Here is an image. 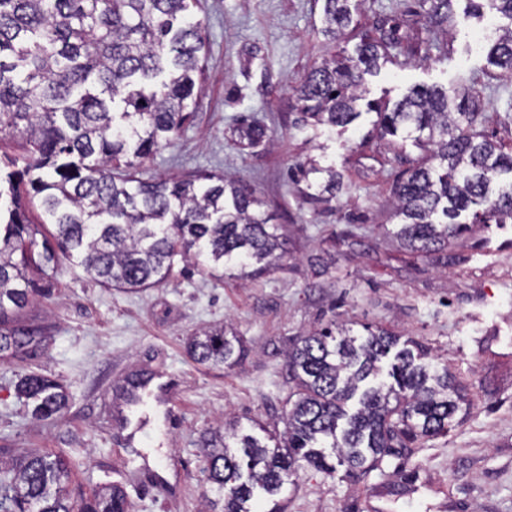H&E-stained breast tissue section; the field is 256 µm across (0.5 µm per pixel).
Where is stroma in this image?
Wrapping results in <instances>:
<instances>
[{"instance_id":"35a3bbf8","label":"stroma","mask_w":512,"mask_h":512,"mask_svg":"<svg viewBox=\"0 0 512 512\" xmlns=\"http://www.w3.org/2000/svg\"><path fill=\"white\" fill-rule=\"evenodd\" d=\"M427 0H361L357 28L322 32V0H195L208 53L195 116L180 137L143 165L147 175L190 178L228 172L249 182L287 240L279 268L238 280L176 262L170 277L138 293L89 279L77 258L45 280L50 294L23 314L48 340L0 363V457L31 450L72 463V492L121 485L132 512H221L203 473L202 436L234 416L242 426H278L287 410L286 352L314 327L336 321L385 327L447 358L470 402L448 434L421 439L355 480L313 469L280 494L286 512H512V223L475 224L443 265L411 254L386 234L401 158L420 154L412 137L377 136L375 113L347 128L295 125V83L313 62L354 55L378 18L408 24L428 51L401 53L366 76L365 96L395 102L412 87L478 97L482 129L512 146V79L494 76L485 26L457 20L429 27ZM267 126L270 143L238 144L241 118ZM319 173L305 175L309 162ZM335 168V199L307 200L309 183ZM326 261L312 270L309 256ZM230 324L248 357L233 370L197 364L186 351L196 330ZM64 383L67 409L34 420L15 392L19 375ZM143 379L155 393L127 403L123 387Z\"/></svg>"}]
</instances>
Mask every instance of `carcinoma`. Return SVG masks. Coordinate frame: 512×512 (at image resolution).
<instances>
[{"label": "carcinoma", "mask_w": 512, "mask_h": 512, "mask_svg": "<svg viewBox=\"0 0 512 512\" xmlns=\"http://www.w3.org/2000/svg\"><path fill=\"white\" fill-rule=\"evenodd\" d=\"M193 0H0V142L20 139L19 152L0 155V361L10 363L46 341L19 323L42 294L32 267L57 269L60 257L79 258L90 279L134 292L168 278L174 258L204 257L209 274L228 264L249 275L276 269L285 255L278 227L260 211L254 189L236 178L204 173L193 179H143L139 168L169 146L194 112L207 36L190 14ZM430 24L452 22L459 0H430ZM356 0H323V32L349 28ZM508 20L489 44L488 62L512 77V0H464L462 13ZM377 36L357 46V65L332 55L315 62L292 90L305 125L345 128L359 116L364 75L392 61L389 50H420L423 39L383 20ZM380 135H414L423 155L399 176L392 236L411 252L446 262L463 213L474 224L512 221V151L476 129L480 105L444 88H412L395 105L374 106ZM267 128L244 123L241 140L256 147ZM39 207L55 227L34 254ZM199 364L231 369L247 354L224 329L189 339ZM391 358L387 379L381 363ZM424 344L380 328L365 338L326 326L300 337L287 365L296 399L285 430L260 438L224 424L204 439V472L224 500V512H269L285 482L306 468L360 478L417 438L448 431L465 386L448 364L433 363ZM17 392L42 421L60 416L69 395L56 380L22 375ZM70 464L28 452L0 464V512H131L123 489L72 495Z\"/></svg>", "instance_id": "carcinoma-1"}]
</instances>
